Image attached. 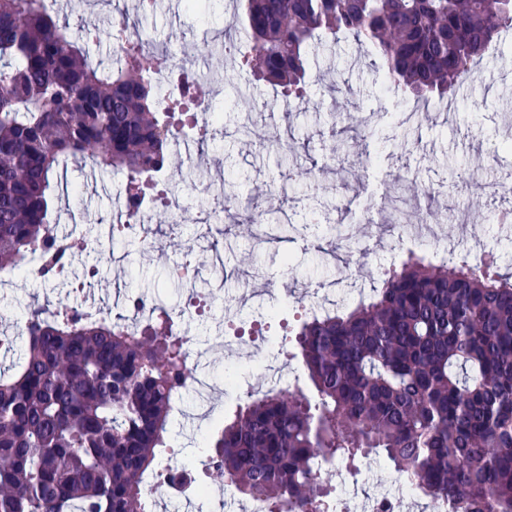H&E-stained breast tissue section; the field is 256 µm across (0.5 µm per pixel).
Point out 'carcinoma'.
<instances>
[{
  "label": "carcinoma",
  "instance_id": "obj_1",
  "mask_svg": "<svg viewBox=\"0 0 512 512\" xmlns=\"http://www.w3.org/2000/svg\"><path fill=\"white\" fill-rule=\"evenodd\" d=\"M224 49L304 101L316 46L350 36L388 85L445 96L512 29V0H236ZM116 65L92 63L39 0H0V273L35 254L46 281L68 279L81 242L56 232L55 180L68 163L125 176L127 208L154 190L173 130L195 122L202 83L161 106L152 75L176 64L128 17ZM243 32L248 49L228 35ZM280 223L259 209L250 224ZM492 252L469 263L411 252L373 296L310 314L296 333L310 393L248 394L206 439L207 470L270 512H330L316 475L337 459L382 455L429 500L457 512H512V276ZM132 329L76 307L38 305L25 348L0 371V512H144L142 478L171 447L176 396L196 382L175 307L142 295Z\"/></svg>",
  "mask_w": 512,
  "mask_h": 512
}]
</instances>
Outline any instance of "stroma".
Listing matches in <instances>:
<instances>
[{"instance_id":"stroma-1","label":"stroma","mask_w":512,"mask_h":512,"mask_svg":"<svg viewBox=\"0 0 512 512\" xmlns=\"http://www.w3.org/2000/svg\"><path fill=\"white\" fill-rule=\"evenodd\" d=\"M46 8L72 30L97 29L99 38L89 42L86 51L107 67L114 61L113 24L120 14H127L143 37L171 50L173 57L201 61L210 102L224 114V137L206 147L193 179L182 180L179 158L170 162L166 182L186 219L176 236H164L150 246L142 243L140 235L130 233L110 242L109 252H101L97 241L112 222L125 177L95 170L90 164L72 166L61 179L55 217L59 234L87 242L86 250L74 259L76 283L62 288L31 273L0 284V331L14 334L21 345L25 339L20 330L30 306L37 302L85 309L90 293L110 291L113 299L99 307L101 315L109 317L120 313L122 301L132 295L184 303L188 293L167 282L168 269L189 249L199 250L203 263H211V243L230 240L224 252L230 277L223 284H212L213 303L193 313L186 323L189 335L207 348L201 368L214 384L211 402L202 407L195 395L185 396L182 416L169 426L176 447L172 464L195 460L202 440L232 418L243 402V394H225V371L248 381L263 376L260 361L267 354L263 345L266 328L241 303V296L257 295L286 309L288 325L277 334L290 339L302 311L297 297L329 285L338 306L351 305L356 300L355 289L371 292L378 270L398 266L408 250L423 248L422 243L387 229L392 203L400 196L411 210H434L433 221L441 225L448 243L471 252L505 248L503 230L487 220L489 194H475L458 172L478 169L491 175L497 167L512 166V150H492L495 141L512 133V116L501 112L498 104L501 90L512 89V33L504 35L500 57L486 56L477 63L479 76L462 86L453 111L429 103L417 124L402 121L404 113L412 111L414 100L400 90L386 88L382 73L372 65L373 54L364 47L343 38L318 48L310 62L318 80L308 87L309 102L294 112L276 113L275 123L309 137L318 158L342 148L344 136L333 128L329 112L316 108L317 100L335 102L352 131L371 127L375 133L366 141L368 164L343 172L330 164L323 171L307 174L298 167L299 157L282 165L266 146L267 123L253 106L272 100L275 88L239 70L224 54V26L236 9L235 0H217L213 8L198 10L187 8L184 0H157L156 9L148 14L140 13L133 0H86L79 13L73 12L71 0H48ZM338 80L343 90L335 94L330 87ZM219 178L233 183L242 194L256 184L270 185L294 226L288 242L256 244L251 227L244 222L245 211L238 207L230 210L223 223H205L209 195L204 187ZM406 179L436 185L439 203L431 205L422 196L401 193ZM354 231L362 234L364 262L336 263L330 250L337 233ZM286 253L296 265L292 277L283 274ZM396 476L393 465L379 457L369 463L357 461L352 468L338 462L325 474L343 496L379 492Z\"/></svg>"}]
</instances>
